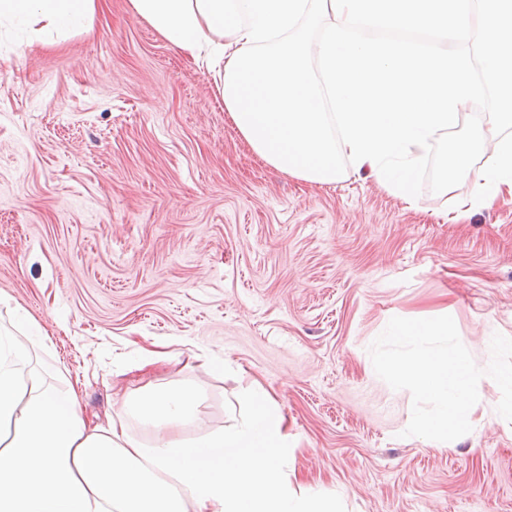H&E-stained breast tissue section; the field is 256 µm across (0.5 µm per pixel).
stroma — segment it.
Segmentation results:
<instances>
[{"instance_id": "obj_1", "label": "stroma", "mask_w": 512, "mask_h": 512, "mask_svg": "<svg viewBox=\"0 0 512 512\" xmlns=\"http://www.w3.org/2000/svg\"><path fill=\"white\" fill-rule=\"evenodd\" d=\"M438 141L409 206L347 173L317 186L261 160L208 77L130 0L51 46L0 32V297L43 329L30 366L106 422L147 383L207 398L186 437L231 427L246 369L285 416L294 486L344 512H512L497 384L448 446L403 437L408 391L368 348L394 317L452 316L478 366L512 338V201L465 217ZM165 344L171 362L130 369ZM207 352L224 368H199Z\"/></svg>"}]
</instances>
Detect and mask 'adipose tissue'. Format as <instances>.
I'll return each mask as SVG.
<instances>
[{
	"mask_svg": "<svg viewBox=\"0 0 512 512\" xmlns=\"http://www.w3.org/2000/svg\"><path fill=\"white\" fill-rule=\"evenodd\" d=\"M100 0H0V27L47 43L87 28ZM188 63L212 77L239 133L266 163L331 184L348 160L406 204L440 136L438 181L463 179L466 211L512 197V0H130ZM316 27L308 38L307 27ZM319 73H312L311 61ZM473 139L451 132L486 95ZM490 161L475 166L476 151ZM34 325L0 327V512H342L336 497L288 490L285 418L247 372L242 424L194 439L204 396L154 386L107 423L76 388L24 373ZM153 431L135 438L130 420Z\"/></svg>",
	"mask_w": 512,
	"mask_h": 512,
	"instance_id": "ef3b65f1",
	"label": "adipose tissue"
}]
</instances>
